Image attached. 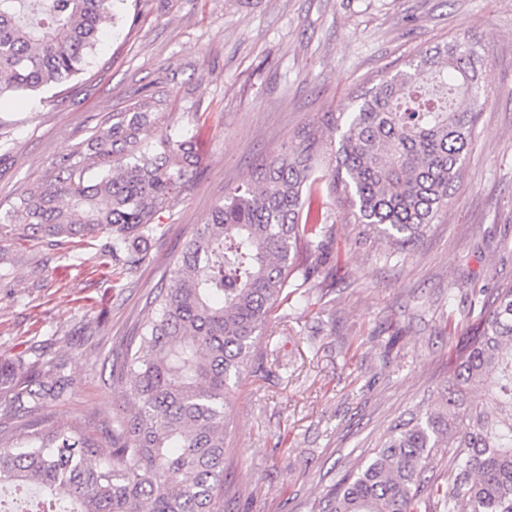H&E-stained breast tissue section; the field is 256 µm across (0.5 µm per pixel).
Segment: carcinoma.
<instances>
[{
	"label": "carcinoma",
	"mask_w": 512,
	"mask_h": 512,
	"mask_svg": "<svg viewBox=\"0 0 512 512\" xmlns=\"http://www.w3.org/2000/svg\"><path fill=\"white\" fill-rule=\"evenodd\" d=\"M115 0H0V98L64 86L85 69ZM485 56L468 32L387 72L351 112L322 126L216 204L174 260L155 317L131 338L117 373L129 385L112 421L108 458L80 425L0 433V490L44 496L32 512H222L228 394L262 370L259 333L296 294H309L307 250L326 236L319 182L343 196L357 224L392 251L424 238L450 190L489 99ZM150 103L94 136L107 173L75 165L0 216V238L84 244L132 266L160 213L184 191L200 156L196 134L153 142ZM339 135L328 177L317 158ZM64 377L40 379L0 359V394L21 411L60 397ZM441 403L392 424L352 459L322 512H512V282L491 303L448 370Z\"/></svg>",
	"instance_id": "1"
}]
</instances>
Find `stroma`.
Returning a JSON list of instances; mask_svg holds the SVG:
<instances>
[{
  "label": "stroma",
  "mask_w": 512,
  "mask_h": 512,
  "mask_svg": "<svg viewBox=\"0 0 512 512\" xmlns=\"http://www.w3.org/2000/svg\"><path fill=\"white\" fill-rule=\"evenodd\" d=\"M463 31L488 58L490 97L447 214L391 255L323 195L313 290L264 328L263 370L231 395L224 512H319L350 459L438 403L483 302L512 282V0H118L76 92L0 98V215L62 162L95 178L89 140L144 101L149 139H200L193 184L120 277L96 245L0 242V357L68 381L26 413L0 397V428L80 424L108 441L125 408L116 359L213 206L376 75Z\"/></svg>",
  "instance_id": "1"
}]
</instances>
